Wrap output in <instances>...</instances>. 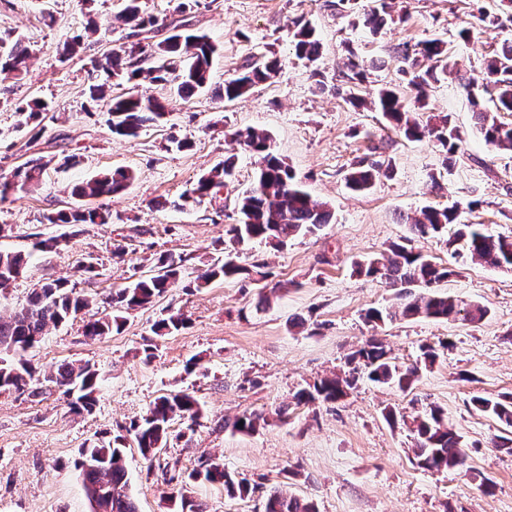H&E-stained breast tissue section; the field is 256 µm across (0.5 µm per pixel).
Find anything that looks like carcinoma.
<instances>
[{
	"mask_svg": "<svg viewBox=\"0 0 512 512\" xmlns=\"http://www.w3.org/2000/svg\"><path fill=\"white\" fill-rule=\"evenodd\" d=\"M121 15L129 32L125 42L112 49L98 63L109 77L119 78L132 84L124 96L105 98V85L90 88V98L96 102L107 99L105 112L112 134L136 137L140 131L160 123L167 114V100L143 96L137 87L141 81L172 86L181 98H188L206 87L210 81L213 57L217 46L209 37L190 31L176 21L169 23L170 33L156 44H144L138 36L153 30L157 20L141 12L139 0H125ZM378 5L364 16L363 24L377 32L386 23L389 4L376 0ZM292 45L297 58L310 64L321 55V43L308 24L294 23ZM400 63L398 72L407 77L406 88L415 92L414 104L425 107L427 92L441 78L448 76V52L445 43L433 39L420 44V48L402 45L394 51ZM30 52L20 37L9 41L0 39V74L19 77L27 73ZM279 73V63L274 57L251 59L241 67L233 79L224 81L220 97L227 101L247 94L254 87L274 79ZM462 87L473 106V114L485 142L491 146L512 149V125L497 119L482 105L483 96L490 95L495 112H512V41L503 42L501 49L488 59L476 77L468 78ZM370 105L382 112L387 121L407 139L428 137L438 143L443 152L442 165L453 168L460 160L461 136L452 125L450 115H429L425 118L410 111L406 98L397 86H385ZM49 106L32 100L16 106L21 123L40 125L41 116ZM233 139L245 150L260 159V166L252 186L236 197L239 219L229 226L233 242L240 246L264 241L282 246L289 239L312 233L331 223L332 213L325 205L312 199L296 179V175L277 152L266 134L255 129L237 131ZM234 162L224 160V165L202 175L195 185L182 195L184 202H202L206 197L226 187L232 179ZM41 159H31L17 168L9 177H0V201L17 191L37 184L43 175ZM382 172V164L376 160H359L345 175L347 187L357 193L369 191ZM132 169H116L100 172L91 179L75 186L73 195L80 200L111 197L122 193L134 181ZM459 205L451 207H425L420 215L410 219L412 231L420 238L449 235L448 244L461 243L462 250L492 268L506 264L512 267V238L483 231L478 224H462L458 221ZM48 224H107L110 214L95 208L73 207L67 211L48 213ZM30 252L0 251V290L6 289L22 275L31 260ZM181 264L170 255L157 260L156 273L138 279L132 285L112 295V316H90L84 324L85 335L93 338L120 330L125 313L153 306L170 282L180 278ZM352 272L358 276L379 279L395 290L398 306L393 310L371 309L367 321L376 325L392 322L398 317L452 319L458 315L472 323H479L489 315V309L472 304L463 309L457 299L436 291V285L452 275V270L434 263L421 252L406 243L391 244L382 257L356 261ZM250 274L232 257L210 265L193 280L196 289L207 288L216 280L237 278ZM93 300L77 295L68 287V281H46L34 289L25 305L8 316L0 315V354H12L14 362L0 358V389L14 390L20 394H38L30 387L35 371L24 359L25 353L41 342L46 330L86 314ZM185 325V317L179 313L156 324L157 332L169 334ZM438 357L437 348L431 344L421 347V364L400 367L390 357L377 339L368 340L353 352L348 363L364 368L367 378L381 384L396 385L401 389L411 386L421 368L430 367ZM43 380L57 386H70L78 391L73 409L92 411L96 404L98 385L97 370L85 364L67 363L56 373L43 376ZM358 377L323 378L312 389L300 390L297 403L311 402L317 398L336 401L353 388ZM473 406L481 412L496 417L505 427L512 428V394L497 398L476 397ZM201 414L199 401L192 395L177 392L157 398L145 415L131 423L127 433L137 443L141 454L151 457L165 447L173 419L195 420ZM261 416L244 414L235 419L232 429L240 433L256 430ZM410 431L414 440L417 465L429 471L459 469L464 465L461 437L448 425V418L439 407H432L413 418ZM126 437L117 436L101 441L81 452L76 467L81 470L88 493L96 495L99 512H138L133 498L126 490L127 480L123 465ZM189 478L204 480L224 486L229 495H244L248 488L225 469L215 473L204 469L195 470ZM265 512H316L310 503L273 490L266 503Z\"/></svg>",
	"mask_w": 512,
	"mask_h": 512,
	"instance_id": "carcinoma-1",
	"label": "carcinoma"
}]
</instances>
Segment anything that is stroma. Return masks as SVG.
<instances>
[{
  "label": "stroma",
  "instance_id": "35a3bbf8",
  "mask_svg": "<svg viewBox=\"0 0 512 512\" xmlns=\"http://www.w3.org/2000/svg\"><path fill=\"white\" fill-rule=\"evenodd\" d=\"M179 3L141 0V8L162 25L182 20L218 45L210 85L182 99L142 83L144 95L168 98V114L124 138L112 135L103 108L88 96L93 83H107L115 95L126 90L98 67L127 33L118 19L124 0H0V36L22 37L31 55L22 78L0 75V175L31 158L50 162L38 187L0 202V250H29L39 237L59 241L56 251L34 255L0 293V314L25 304L38 284L65 278L95 298L93 311L102 316L112 311V293L152 274L160 255L183 265L180 279L152 307L127 314L120 331L91 338L77 318L50 328L28 351L41 375L66 362L93 365L97 403L79 413L58 386L35 397L0 391V512H91L75 466L81 449L124 432L157 397L181 391L201 404L195 424L174 420L156 457L126 449L128 492L139 512H173L166 495L178 489L206 512H265L277 488L313 503L317 512H512V455L492 444L504 426L472 404L476 396L512 393V270L457 254L445 238L415 237L400 220L427 206L460 204L461 222L512 236V150L484 142L458 83L512 39V5L388 0L387 23L373 34L358 23L373 0H345L335 9L327 0H190L183 11ZM488 14L503 16L504 25H489ZM91 20L99 28L88 35ZM297 21L311 24L322 44L316 65L293 53L289 31ZM464 29L471 33L466 41L459 37ZM78 34L82 49L63 56V45ZM431 39L446 44L448 77L433 86L426 109L450 115L465 151L450 170L435 141L408 140L380 112L348 100L349 92L371 95L381 84L398 82L394 49ZM260 55L280 59L278 76L224 102L219 87L246 58ZM351 59L366 70L354 88L346 80ZM34 99L51 106L38 136L19 126L15 111ZM246 129L270 137L312 198L328 203L332 223L281 247L232 242L227 230L237 219L234 199L253 183L258 163L249 152L234 151L228 135ZM177 138L189 140L190 148L177 149ZM231 153L234 175L217 198L183 210L155 207V200L178 199ZM67 155L76 156L77 165L57 169L56 160ZM363 157L384 161L389 172L369 192L356 194L344 177ZM118 167L133 169L136 178L120 196L94 199L110 213L109 223L75 230L43 223L44 214L75 205L74 184ZM404 240L453 268L439 292L486 305L488 318L367 323L366 311L394 307L395 293L353 275L351 263ZM228 254L243 266H263L268 278L191 288L201 269ZM88 262L95 277L77 272ZM174 312L184 315L186 326L157 335L155 322ZM372 338L405 367L415 364L422 345L443 340L447 346L409 390L363 378L341 400L297 404L300 388L347 373L349 355ZM431 405L444 410L460 435L472 475L420 468L410 432L386 418L390 411L412 416ZM250 413L265 416V425L250 434L228 428V421ZM209 457L248 485V494L231 497L221 486L189 480ZM483 476L490 486H481Z\"/></svg>",
  "mask_w": 512,
  "mask_h": 512
}]
</instances>
